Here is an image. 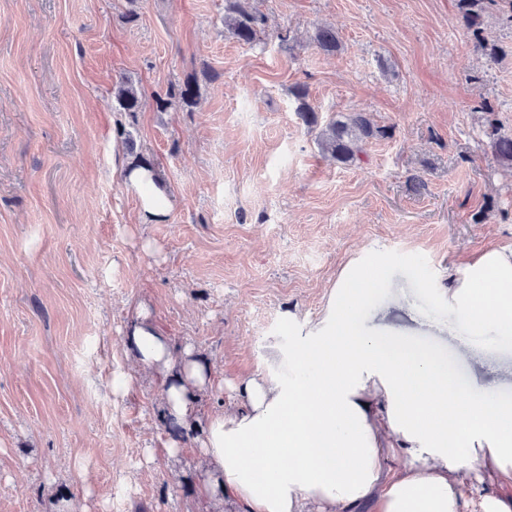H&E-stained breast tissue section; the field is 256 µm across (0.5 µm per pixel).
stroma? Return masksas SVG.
Returning <instances> with one entry per match:
<instances>
[{
    "label": "stroma",
    "mask_w": 512,
    "mask_h": 512,
    "mask_svg": "<svg viewBox=\"0 0 512 512\" xmlns=\"http://www.w3.org/2000/svg\"><path fill=\"white\" fill-rule=\"evenodd\" d=\"M244 3L265 18L251 44L229 0H0V512H217L206 416L278 371L287 314L315 319L359 254L392 264L364 312L383 348L437 354L469 395L512 392V335L469 332L439 298L449 270L512 245L490 136L512 134V18L475 36L457 0ZM191 75L195 102L165 104ZM121 80L140 111L119 108ZM299 86L319 125L365 112L387 135L336 162ZM133 160L174 199L160 221L126 187ZM139 304L210 373L182 441L159 422L165 374L132 355Z\"/></svg>",
    "instance_id": "stroma-1"
}]
</instances>
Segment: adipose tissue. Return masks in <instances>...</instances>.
Masks as SVG:
<instances>
[{
	"mask_svg": "<svg viewBox=\"0 0 512 512\" xmlns=\"http://www.w3.org/2000/svg\"><path fill=\"white\" fill-rule=\"evenodd\" d=\"M127 185L144 217L167 215L173 200L154 168L130 166ZM442 291L457 322L512 334V247L474 256ZM372 281L350 259L315 320L289 315L288 372L257 374L238 387L241 408L208 416L202 490L241 512H465L466 478L491 469L512 485V400L449 396L435 359L383 349L361 324ZM136 359L164 369L167 414H194L207 375L189 350L173 349L146 310L132 332Z\"/></svg>",
	"mask_w": 512,
	"mask_h": 512,
	"instance_id": "ef3b65f1",
	"label": "adipose tissue"
}]
</instances>
